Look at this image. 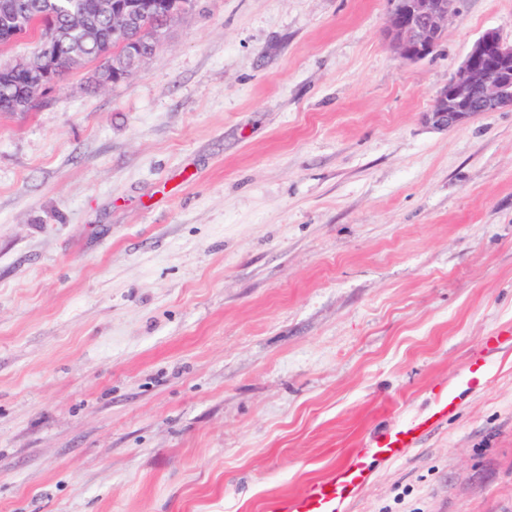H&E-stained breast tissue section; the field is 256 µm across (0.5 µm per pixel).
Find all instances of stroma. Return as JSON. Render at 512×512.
Masks as SVG:
<instances>
[{
    "label": "stroma",
    "instance_id": "35a3bbf8",
    "mask_svg": "<svg viewBox=\"0 0 512 512\" xmlns=\"http://www.w3.org/2000/svg\"><path fill=\"white\" fill-rule=\"evenodd\" d=\"M387 0H191L141 70L0 112V512H266L452 412L339 512H512V109ZM457 0H387L386 33L399 57L420 61L437 49ZM505 107L512 108V41L489 30L473 43L461 65L437 91L426 121L448 130L475 113ZM453 401L452 392L448 391V394L439 399L428 415L414 417L376 437L372 444V448H375L374 453L386 459L397 460L409 448H416L433 430L437 421L448 413V408Z\"/></svg>",
    "mask_w": 512,
    "mask_h": 512
}]
</instances>
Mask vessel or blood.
Wrapping results in <instances>:
<instances>
[{"label":"vessel or blood","instance_id":"b4317fda","mask_svg":"<svg viewBox=\"0 0 512 512\" xmlns=\"http://www.w3.org/2000/svg\"><path fill=\"white\" fill-rule=\"evenodd\" d=\"M453 401L452 395L442 396L428 415L412 418L376 437L375 454L396 460L408 449L417 447L446 415ZM371 476L372 471L364 460L342 461L326 477L310 483L294 498L272 501L269 512H337L342 503L354 498L369 483Z\"/></svg>","mask_w":512,"mask_h":512}]
</instances>
